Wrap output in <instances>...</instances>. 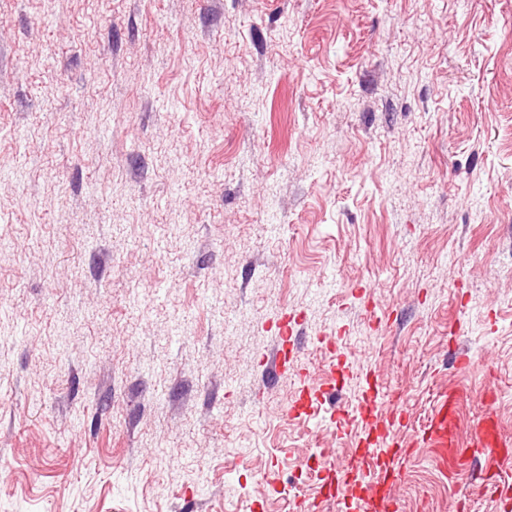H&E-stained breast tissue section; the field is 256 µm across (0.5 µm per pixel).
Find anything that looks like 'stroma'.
<instances>
[{
	"label": "stroma",
	"mask_w": 512,
	"mask_h": 512,
	"mask_svg": "<svg viewBox=\"0 0 512 512\" xmlns=\"http://www.w3.org/2000/svg\"><path fill=\"white\" fill-rule=\"evenodd\" d=\"M287 310L349 373L299 417ZM366 371L512 436V0H0V512H302ZM299 315L294 313H284L282 316V324L279 327L278 349L273 358L266 355L262 356V363L269 372L284 376L288 375V361L299 357L300 348L293 339L295 325L299 324Z\"/></svg>",
	"instance_id": "stroma-1"
}]
</instances>
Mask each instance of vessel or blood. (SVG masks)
I'll return each mask as SVG.
<instances>
[{
    "mask_svg": "<svg viewBox=\"0 0 512 512\" xmlns=\"http://www.w3.org/2000/svg\"><path fill=\"white\" fill-rule=\"evenodd\" d=\"M298 322V315L283 314L277 352L274 357L262 360L269 372L287 375L289 361L298 358L300 348L293 339ZM298 376L300 384L288 402V415H301L335 397V385L316 384L305 369L300 370ZM462 397V392L456 389L440 393L416 442L431 449L445 477L451 478L466 470L470 471L472 480L484 483L502 477L504 465L512 462V438L501 432L494 411L487 407L472 431L470 446H463L456 433ZM341 420L347 425L360 426L361 433L346 465L336 466L323 457L317 460L321 484L314 508L339 503L342 489L357 484L365 492L359 504L361 512H399L394 490L403 479L404 465L412 448L397 437L402 425L398 396L382 393L378 375L366 374L359 403L353 411L343 413Z\"/></svg>",
    "mask_w": 512,
    "mask_h": 512,
    "instance_id": "b4317fda",
    "label": "vessel or blood"
}]
</instances>
